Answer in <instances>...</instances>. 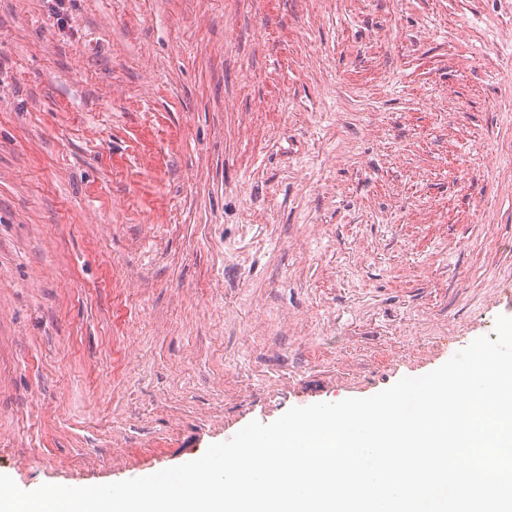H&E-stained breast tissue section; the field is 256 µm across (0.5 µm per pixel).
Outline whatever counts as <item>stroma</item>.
Instances as JSON below:
<instances>
[{"label": "stroma", "mask_w": 512, "mask_h": 512, "mask_svg": "<svg viewBox=\"0 0 512 512\" xmlns=\"http://www.w3.org/2000/svg\"><path fill=\"white\" fill-rule=\"evenodd\" d=\"M512 0H0V473L195 460L512 316Z\"/></svg>", "instance_id": "35a3bbf8"}]
</instances>
